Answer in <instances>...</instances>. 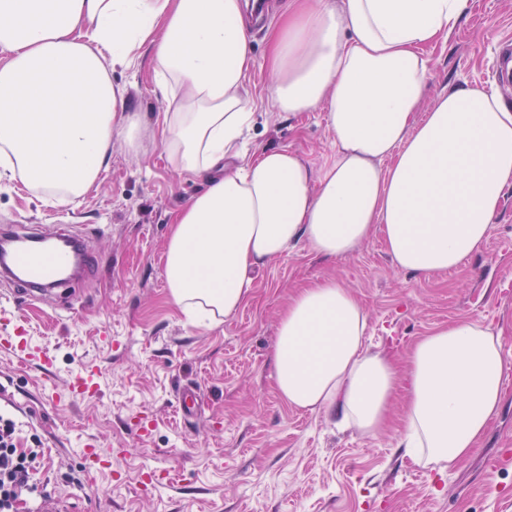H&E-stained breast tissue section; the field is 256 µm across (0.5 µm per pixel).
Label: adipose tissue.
Instances as JSON below:
<instances>
[{
    "label": "adipose tissue",
    "instance_id": "ef3b65f1",
    "mask_svg": "<svg viewBox=\"0 0 512 512\" xmlns=\"http://www.w3.org/2000/svg\"><path fill=\"white\" fill-rule=\"evenodd\" d=\"M468 0H283L268 32V88L281 113L327 107L336 152L319 169L267 149L242 158L256 122L243 0H0V178L59 204L86 194L113 135L141 118L112 82L143 46L166 108L164 145L207 186L171 221L165 278L186 314L215 323L253 291L252 273L303 243L339 258L381 231L395 265L427 277L477 253L512 190V109L458 86L416 119L426 48ZM367 317L335 281L302 289L276 331L273 366L290 406L366 436L405 390L400 445L452 468L497 415L506 364L499 333L461 320L419 338L405 371L366 345Z\"/></svg>",
    "mask_w": 512,
    "mask_h": 512
}]
</instances>
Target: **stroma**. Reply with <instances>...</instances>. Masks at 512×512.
Listing matches in <instances>:
<instances>
[{"label":"stroma","instance_id":"obj_1","mask_svg":"<svg viewBox=\"0 0 512 512\" xmlns=\"http://www.w3.org/2000/svg\"><path fill=\"white\" fill-rule=\"evenodd\" d=\"M278 4L263 0L266 23L252 30L248 97L256 124L242 150L250 158L284 148L317 168L335 152L325 108L281 115L267 97L266 32ZM509 40L512 0H469L451 35L429 49L422 109L460 84L512 105V79L496 72ZM112 79L128 87L144 130L133 149L113 136L112 161L91 192L58 205L0 180V226H69L86 238L95 264L68 300L52 291L24 312L29 341L54 357L50 371L0 347V413L16 422L19 449L41 442L37 491L17 512L47 500L73 512H512V461L496 470L484 465L486 456L512 449V192L480 250L458 270L429 277L399 270L379 233L334 259L300 244L255 272L252 296L237 314L198 327L169 295L164 250L172 215L205 181L180 173L165 150V103L149 56ZM319 279L353 294L367 316V345L400 366L416 340L448 323L476 320L498 330L508 366L500 410L456 466L443 471L399 448L401 405L369 437L280 398L272 364L277 323L293 294ZM85 363L97 368L98 394L69 403V381ZM187 383L202 398L189 427L177 408ZM90 438L110 451L92 475L82 455Z\"/></svg>","mask_w":512,"mask_h":512}]
</instances>
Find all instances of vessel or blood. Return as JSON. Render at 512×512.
Segmentation results:
<instances>
[{"instance_id":"obj_1","label":"vessel or blood","mask_w":512,"mask_h":512,"mask_svg":"<svg viewBox=\"0 0 512 512\" xmlns=\"http://www.w3.org/2000/svg\"><path fill=\"white\" fill-rule=\"evenodd\" d=\"M0 240L10 244L5 257L0 259V274L12 281L15 308L19 311L41 297L44 289L65 282L73 250L82 244L78 235L65 228L50 235L6 230L0 232ZM0 345L10 348L25 363L37 364L45 370L53 365L52 357L45 350L28 346L19 327L5 331L0 336ZM94 371L91 364L80 368L69 384V401L93 398L89 382Z\"/></svg>"}]
</instances>
